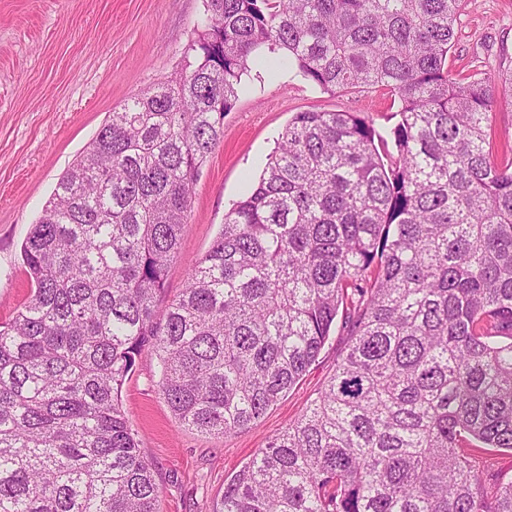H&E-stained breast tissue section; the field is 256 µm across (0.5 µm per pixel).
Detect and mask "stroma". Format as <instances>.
I'll use <instances>...</instances> for the list:
<instances>
[{"instance_id":"stroma-1","label":"stroma","mask_w":512,"mask_h":512,"mask_svg":"<svg viewBox=\"0 0 512 512\" xmlns=\"http://www.w3.org/2000/svg\"><path fill=\"white\" fill-rule=\"evenodd\" d=\"M203 0H0V321L31 292L21 245L61 175L111 112L180 72L201 29ZM448 53L453 72L497 77L512 68V0H467ZM224 117V135L194 185L180 253L166 294L185 287L192 264L211 247L232 204L250 192L288 121L299 112H354L384 136L400 103L369 87L333 93L288 69L270 78L253 68ZM335 328L302 379L249 428L211 436L183 426L159 395L157 359L137 361L122 391L161 490L160 512H211L227 479L296 420L327 383L345 351Z\"/></svg>"}]
</instances>
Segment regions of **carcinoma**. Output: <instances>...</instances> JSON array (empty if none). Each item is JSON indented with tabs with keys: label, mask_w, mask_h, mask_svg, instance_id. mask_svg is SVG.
I'll return each mask as SVG.
<instances>
[{
	"label": "carcinoma",
	"mask_w": 512,
	"mask_h": 512,
	"mask_svg": "<svg viewBox=\"0 0 512 512\" xmlns=\"http://www.w3.org/2000/svg\"><path fill=\"white\" fill-rule=\"evenodd\" d=\"M465 0H205L178 76L112 112L22 247L0 323V512H159L122 406L145 352L188 428L258 422L347 348L213 512H512V143L496 79L448 71ZM401 103L397 157L352 112H298L186 287L157 306L199 170L251 66ZM509 131V140L512 143V105L503 102L497 109V114L492 123L491 139L500 147L504 140L505 133Z\"/></svg>",
	"instance_id": "carcinoma-1"
}]
</instances>
